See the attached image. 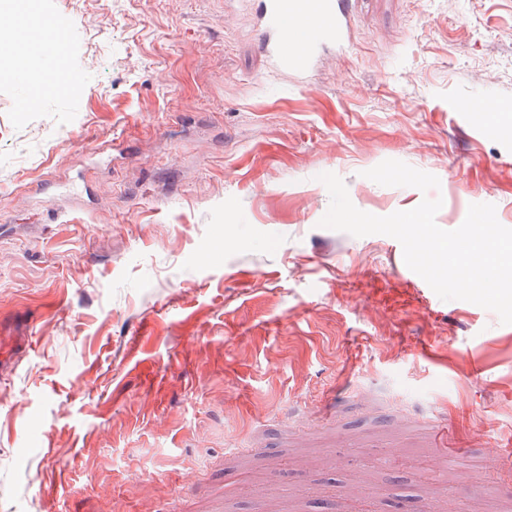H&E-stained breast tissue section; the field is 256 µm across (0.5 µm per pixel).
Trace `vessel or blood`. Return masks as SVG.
<instances>
[{"label": "vessel or blood", "instance_id": "obj_1", "mask_svg": "<svg viewBox=\"0 0 512 512\" xmlns=\"http://www.w3.org/2000/svg\"><path fill=\"white\" fill-rule=\"evenodd\" d=\"M304 14L316 18L319 27L298 44L288 24L293 17ZM263 15L266 24L263 49L285 71H305L318 55L345 41L347 15L336 0H264ZM30 346L26 336L15 342L0 341V374L8 373Z\"/></svg>", "mask_w": 512, "mask_h": 512}]
</instances>
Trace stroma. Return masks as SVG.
I'll return each instance as SVG.
<instances>
[{
    "mask_svg": "<svg viewBox=\"0 0 512 512\" xmlns=\"http://www.w3.org/2000/svg\"><path fill=\"white\" fill-rule=\"evenodd\" d=\"M39 6L80 91L0 79V327L33 338L0 512H512V325L320 227L318 180L512 228V0H352L301 74L259 0Z\"/></svg>",
    "mask_w": 512,
    "mask_h": 512,
    "instance_id": "obj_1",
    "label": "stroma"
}]
</instances>
